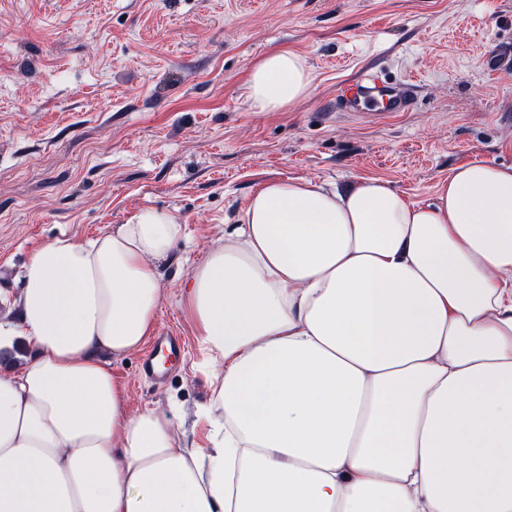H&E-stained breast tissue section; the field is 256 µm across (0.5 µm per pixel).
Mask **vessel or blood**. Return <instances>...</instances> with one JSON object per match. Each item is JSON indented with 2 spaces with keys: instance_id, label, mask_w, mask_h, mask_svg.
Here are the masks:
<instances>
[{
  "instance_id": "obj_1",
  "label": "vessel or blood",
  "mask_w": 512,
  "mask_h": 512,
  "mask_svg": "<svg viewBox=\"0 0 512 512\" xmlns=\"http://www.w3.org/2000/svg\"><path fill=\"white\" fill-rule=\"evenodd\" d=\"M414 104L413 85L408 81L381 78L377 73L365 72L357 79L341 82L336 87V107L343 112L376 110L385 114L406 112ZM183 350L181 336L165 332L154 340L153 352L147 353L141 362L146 376H155V354L163 352L168 358H179Z\"/></svg>"
}]
</instances>
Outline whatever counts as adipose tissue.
<instances>
[{
    "instance_id": "1",
    "label": "adipose tissue",
    "mask_w": 512,
    "mask_h": 512,
    "mask_svg": "<svg viewBox=\"0 0 512 512\" xmlns=\"http://www.w3.org/2000/svg\"><path fill=\"white\" fill-rule=\"evenodd\" d=\"M312 83L277 51L247 99L281 112ZM184 237L145 206L30 256L0 322V349L36 348L0 373V512H512V167L459 166L428 204L376 178L261 184L182 287L212 365L203 448L112 374ZM2 357L4 353H7V359L3 358V362L0 365V369L5 368L18 370L20 369L25 361L34 355V347L27 341L23 336H17L10 348L1 349Z\"/></svg>"
}]
</instances>
